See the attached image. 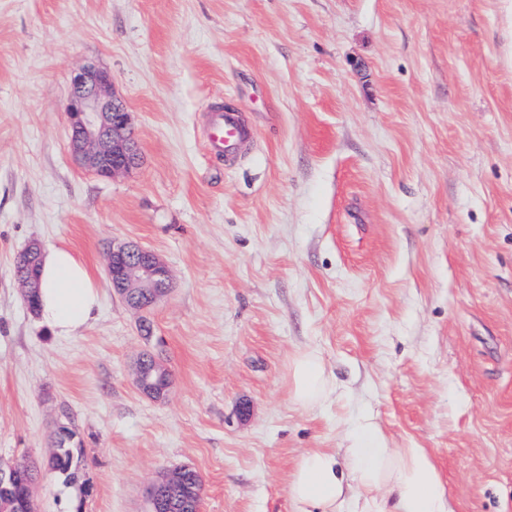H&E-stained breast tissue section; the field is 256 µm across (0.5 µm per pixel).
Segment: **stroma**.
<instances>
[{"label":"stroma","mask_w":512,"mask_h":512,"mask_svg":"<svg viewBox=\"0 0 512 512\" xmlns=\"http://www.w3.org/2000/svg\"><path fill=\"white\" fill-rule=\"evenodd\" d=\"M87 63L130 114L132 173L70 157ZM219 108L249 132L229 157ZM120 240L171 271L148 311L112 291ZM33 241L98 283L79 335L23 302ZM157 344L160 402L132 383ZM306 351L336 385L311 407L288 383ZM65 412L86 461L41 471L37 512H149L182 466L200 512H293L301 456L364 423L424 449L452 512H512V0H0V464L46 456ZM215 113L209 127V145L215 153H231L246 137L247 130L236 112ZM188 470H190V468H176L161 474L157 478L150 491L151 512H169L165 511L167 501L181 498L188 494L184 480L185 473ZM186 480L199 491V499L198 501H194L193 506H185L178 510L182 512H198L203 493L201 476L197 471L191 470L187 472Z\"/></svg>","instance_id":"obj_1"}]
</instances>
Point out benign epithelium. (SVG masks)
Here are the masks:
<instances>
[{
    "label": "benign epithelium",
    "mask_w": 512,
    "mask_h": 512,
    "mask_svg": "<svg viewBox=\"0 0 512 512\" xmlns=\"http://www.w3.org/2000/svg\"><path fill=\"white\" fill-rule=\"evenodd\" d=\"M69 150L85 171L114 178L138 169L143 157L131 131L130 114L115 95L112 73L87 63L72 76L65 107ZM107 272L112 288L136 310L152 307L171 285L167 264L153 251L133 243H114L108 251ZM136 389L153 400L163 399L171 383L162 358L142 355L135 366ZM188 468L161 474L150 491L151 512H165L166 502L187 495Z\"/></svg>",
    "instance_id": "obj_1"
}]
</instances>
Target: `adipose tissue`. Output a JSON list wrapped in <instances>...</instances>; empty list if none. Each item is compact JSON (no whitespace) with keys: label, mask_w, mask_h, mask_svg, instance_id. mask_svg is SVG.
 <instances>
[{"label":"adipose tissue","mask_w":512,"mask_h":512,"mask_svg":"<svg viewBox=\"0 0 512 512\" xmlns=\"http://www.w3.org/2000/svg\"><path fill=\"white\" fill-rule=\"evenodd\" d=\"M38 296L41 324L58 335L83 330L99 307L91 274L65 247L43 253ZM290 382L294 400L304 406L334 390L322 361L310 352L294 359ZM288 494L294 512H451L425 451L386 447L370 424L356 429L344 455L324 448L306 452L291 476Z\"/></svg>","instance_id":"ef3b65f1"}]
</instances>
